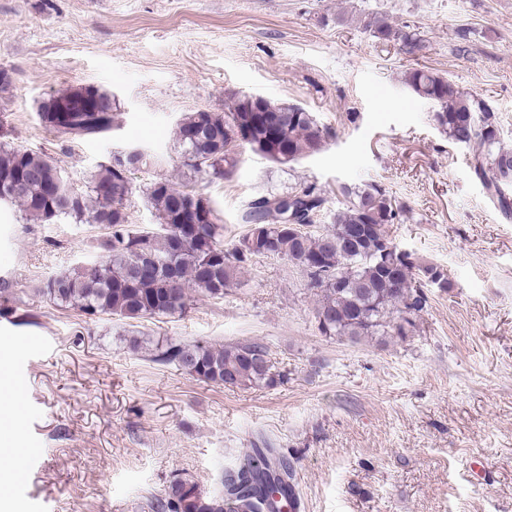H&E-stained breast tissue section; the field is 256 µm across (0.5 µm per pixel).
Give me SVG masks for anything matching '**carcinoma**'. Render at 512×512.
Masks as SVG:
<instances>
[{
  "label": "carcinoma",
  "instance_id": "obj_1",
  "mask_svg": "<svg viewBox=\"0 0 512 512\" xmlns=\"http://www.w3.org/2000/svg\"><path fill=\"white\" fill-rule=\"evenodd\" d=\"M358 28L408 55L427 49L418 29L395 24L382 13L356 17ZM404 84L433 105L432 119L452 142L477 144L470 168L506 219L512 218V147L501 141L492 107L478 95L461 91L447 77L425 69L405 72ZM80 88H67L40 106L41 122L55 136L106 138L119 127L112 96L97 90L95 111L72 112L71 129L61 124L62 112ZM176 142L184 165L204 179L231 175L240 159L237 148L253 151L278 164L294 163L322 150L330 132L313 113L297 104L274 103L263 96L233 93L224 112H191L176 123ZM129 176L112 172V162L99 165L85 189L70 186L65 171L48 155L20 144L0 142V185L10 187L0 201L18 208L33 224H89L104 230L98 258L48 278L42 292L59 307L87 316L108 314L137 320L183 314L192 294L222 299L238 273L252 258L267 251L307 274L318 297L316 319L326 336L352 341L377 336H403L413 326L411 315L424 309L422 282L437 270L407 253L383 255L387 226L400 221L402 208L378 185L341 187L346 198L331 227H309L322 211L325 197L313 185L295 187L289 210L295 231L278 222V194L264 195L243 215L246 224L268 226L266 239L247 245L251 233L224 243V225L203 194L175 187L158 178L143 191L157 223L132 224L127 206L133 194L131 175L148 164H161L140 146H130ZM356 230V238L349 231ZM151 361L174 364L197 380L223 387L273 388L282 374L259 342L213 345L170 342L152 353ZM288 462L270 448H254L246 463L228 476L224 490L207 493L192 480L179 478L154 505L155 512H277L275 498L290 494L294 484Z\"/></svg>",
  "mask_w": 512,
  "mask_h": 512
}]
</instances>
